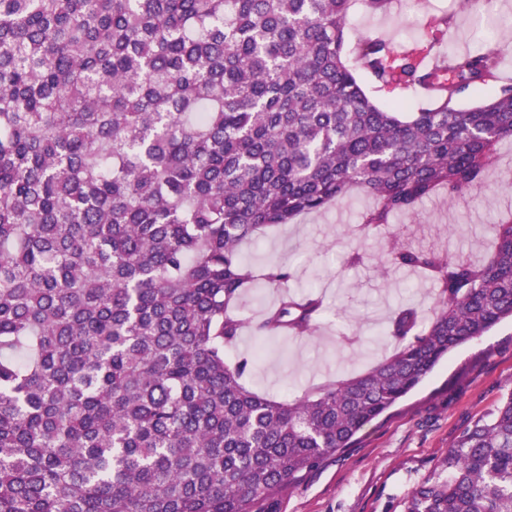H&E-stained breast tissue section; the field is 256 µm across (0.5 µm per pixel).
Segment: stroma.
Listing matches in <instances>:
<instances>
[{
  "instance_id": "obj_1",
  "label": "stroma",
  "mask_w": 512,
  "mask_h": 512,
  "mask_svg": "<svg viewBox=\"0 0 512 512\" xmlns=\"http://www.w3.org/2000/svg\"><path fill=\"white\" fill-rule=\"evenodd\" d=\"M491 10L503 23L476 35V15L457 0H421L423 16L448 14L453 24L440 46L447 56L497 46L502 74L512 73V0H492ZM385 35L397 50L416 47L420 33L401 8L385 16L358 11L351 15L346 40ZM512 144L501 146L480 192L450 201L436 197L399 218L366 243V258L347 266L345 254L358 212L368 205L356 193L317 215L268 229L242 245L254 269L282 262L296 272L295 285L317 288L330 311L315 333L300 340L277 337L258 342L251 332L229 354L251 357L246 386L277 398L301 397L310 387L367 370L390 354L394 341L380 335L386 316L398 303L419 305L424 315L434 307L432 287L406 270L382 275L387 241L402 240L482 258L499 214L512 211ZM512 391V322L504 321L485 336L458 346L398 405L368 424L356 444L332 455L280 493L274 503L256 502L254 512H399L400 499L434 470L460 432L478 416L494 410Z\"/></svg>"
}]
</instances>
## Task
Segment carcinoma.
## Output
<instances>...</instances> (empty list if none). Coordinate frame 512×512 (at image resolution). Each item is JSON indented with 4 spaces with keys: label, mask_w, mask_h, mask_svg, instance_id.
Wrapping results in <instances>:
<instances>
[{
    "label": "carcinoma",
    "mask_w": 512,
    "mask_h": 512,
    "mask_svg": "<svg viewBox=\"0 0 512 512\" xmlns=\"http://www.w3.org/2000/svg\"><path fill=\"white\" fill-rule=\"evenodd\" d=\"M356 10L391 0H0V512H252L512 319L510 214L478 261L388 242L382 272L422 274L435 306L426 325L393 309L395 350L366 371L281 401L227 362L256 281L279 291L259 340L328 310L292 267L243 262L259 230L363 192L359 264L377 229L482 189L512 142L496 47L423 67L442 15L411 51L349 50ZM359 69L435 106L378 103ZM399 507L512 512V391Z\"/></svg>",
    "instance_id": "carcinoma-1"
}]
</instances>
